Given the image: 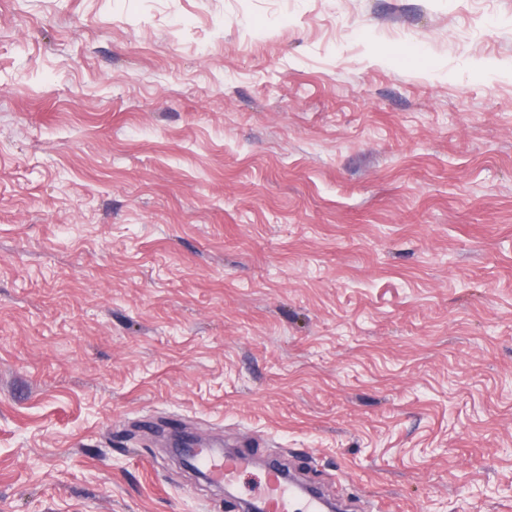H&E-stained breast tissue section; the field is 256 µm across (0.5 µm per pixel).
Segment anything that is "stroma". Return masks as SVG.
Returning a JSON list of instances; mask_svg holds the SVG:
<instances>
[{
  "instance_id": "35a3bbf8",
  "label": "stroma",
  "mask_w": 512,
  "mask_h": 512,
  "mask_svg": "<svg viewBox=\"0 0 512 512\" xmlns=\"http://www.w3.org/2000/svg\"><path fill=\"white\" fill-rule=\"evenodd\" d=\"M512 512V0H0V512H238L163 432Z\"/></svg>"
}]
</instances>
